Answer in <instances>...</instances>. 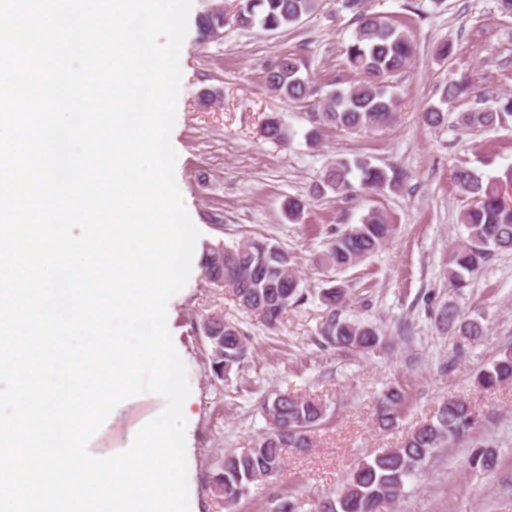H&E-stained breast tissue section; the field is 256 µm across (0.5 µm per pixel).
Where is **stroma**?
<instances>
[{
    "label": "stroma",
    "instance_id": "35a3bbf8",
    "mask_svg": "<svg viewBox=\"0 0 512 512\" xmlns=\"http://www.w3.org/2000/svg\"><path fill=\"white\" fill-rule=\"evenodd\" d=\"M371 8L416 45L411 67L395 82L398 119L382 131L329 129L314 147L305 138L313 126L312 102L276 97L261 76L280 54L294 52L304 56L308 75L319 85L356 81L344 67L352 15L339 0H325L320 13L285 31L229 25L206 44L193 29L185 38L173 133L179 146L176 180L201 232L195 248L270 240L293 256L310 293L274 329L211 287L197 265L169 300L170 333L196 397L191 482L197 512H269L268 494L280 491L313 504L341 490L360 460L396 447L448 396L470 402L479 427L469 439L441 449L388 512H512V383L491 391L475 384L484 365L512 349V252L496 253L463 291L449 287L447 274L448 252L465 234L458 214L471 201L454 174L465 166L494 177L512 166V126L473 133L451 123L432 128L422 119L446 82L464 74L477 94L512 96V17L500 13L495 0H371ZM446 39L455 56L443 62L434 48ZM271 118L288 128V143L263 137ZM359 154L400 172V187L351 197L313 195L329 162ZM291 197L306 202L297 221L285 214ZM373 207L392 218L389 243L346 271L328 272L319 262L327 240ZM334 283L347 290L342 317L378 327L388 338L386 347L362 355L321 346L327 312L318 294ZM450 305L482 325L479 339L443 328L439 316ZM217 311L250 338L246 361L226 380L213 375L199 331ZM390 385L401 386L408 400L399 428L383 432L374 424L375 399ZM278 392L321 400L330 419L311 448L288 453L278 475L252 486L238 506H226L209 489L212 477L226 452L251 446L262 433L256 402ZM163 407L157 395L128 399L93 436L90 452L129 446L140 425ZM480 445L496 451L494 469L468 467L473 447Z\"/></svg>",
    "mask_w": 512,
    "mask_h": 512
}]
</instances>
